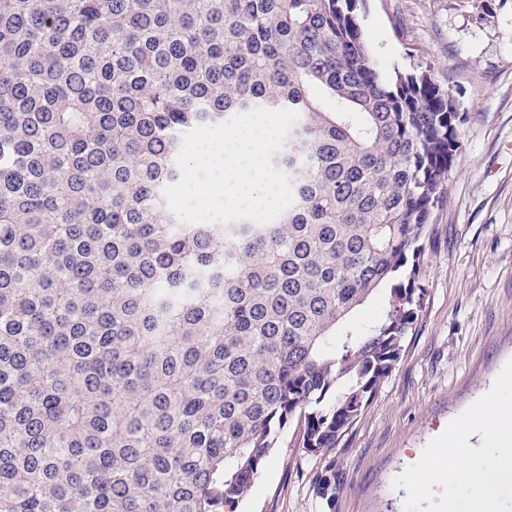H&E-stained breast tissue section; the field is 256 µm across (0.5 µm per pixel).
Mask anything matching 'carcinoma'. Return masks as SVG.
<instances>
[{
	"label": "carcinoma",
	"instance_id": "cac0c4a2",
	"mask_svg": "<svg viewBox=\"0 0 512 512\" xmlns=\"http://www.w3.org/2000/svg\"><path fill=\"white\" fill-rule=\"evenodd\" d=\"M360 2L0 0V512H236L392 375L464 117ZM256 107L293 205L178 223L182 135Z\"/></svg>",
	"mask_w": 512,
	"mask_h": 512
}]
</instances>
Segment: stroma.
<instances>
[{
	"instance_id": "35a3bbf8",
	"label": "stroma",
	"mask_w": 512,
	"mask_h": 512,
	"mask_svg": "<svg viewBox=\"0 0 512 512\" xmlns=\"http://www.w3.org/2000/svg\"><path fill=\"white\" fill-rule=\"evenodd\" d=\"M386 69L430 70L465 121L434 211L418 320L341 445L309 456L284 429L237 512H403L393 479L512 359V0H366Z\"/></svg>"
}]
</instances>
